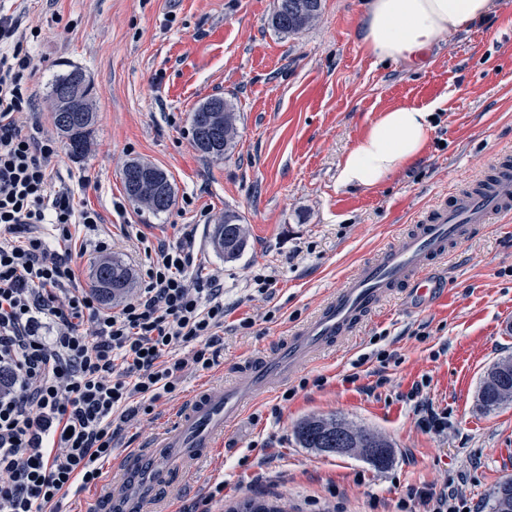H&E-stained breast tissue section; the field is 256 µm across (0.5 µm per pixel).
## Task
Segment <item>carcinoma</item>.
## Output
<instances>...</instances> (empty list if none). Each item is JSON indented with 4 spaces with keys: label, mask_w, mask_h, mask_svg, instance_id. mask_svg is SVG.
Returning a JSON list of instances; mask_svg holds the SVG:
<instances>
[{
    "label": "carcinoma",
    "mask_w": 512,
    "mask_h": 512,
    "mask_svg": "<svg viewBox=\"0 0 512 512\" xmlns=\"http://www.w3.org/2000/svg\"><path fill=\"white\" fill-rule=\"evenodd\" d=\"M321 0H277V8L271 18L272 27L282 34H296L313 24L320 16ZM85 72L75 67L56 78L51 84L49 98L52 105V118L55 126L66 139L69 152L80 157L85 155L91 145V135L96 124V112L93 107L91 84L83 89V101L79 112H65L58 102L65 98L78 79ZM222 106L224 136L216 149L209 151L199 145L197 131H192L195 149L205 158L221 160L236 146L238 128L234 104L224 97H211L198 106L192 115H197L212 103ZM169 198L167 204L154 203L153 194L145 192L141 196L129 195V198L154 214L167 211L174 201L172 184H166ZM248 228L243 224L242 216L234 209L227 208L224 215L214 225L212 240L224 253V260L237 259L247 244ZM132 273L121 261L114 258L101 260L94 269V288L101 301L109 304L124 296L131 287ZM478 402L486 411L495 410L512 403V359L494 364L484 376L478 391ZM351 433L352 437L342 444L344 448H365L373 465L383 469L392 462V444L378 432L365 426H356L345 417L312 416L301 420L296 428V438L303 448H312L318 452L324 448L336 447V436ZM491 512H512V479L500 482L490 494ZM229 512H287L285 505L276 502L258 501L245 498Z\"/></svg>",
    "instance_id": "1"
}]
</instances>
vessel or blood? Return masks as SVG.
I'll use <instances>...</instances> for the list:
<instances>
[{"mask_svg":"<svg viewBox=\"0 0 512 512\" xmlns=\"http://www.w3.org/2000/svg\"><path fill=\"white\" fill-rule=\"evenodd\" d=\"M511 210L512 164L506 162L480 189L430 209L413 231L361 264L284 344L257 357L235 382L200 391L180 409L176 426L164 431L150 450L133 451L123 462L119 479L97 497L96 512H145L150 496L168 478L160 460L186 466L214 447L225 426L243 411L248 395L283 382L299 355L319 353L349 335L395 289L411 287L422 296L436 292L434 262L446 259L476 228Z\"/></svg>","mask_w":512,"mask_h":512,"instance_id":"obj_1","label":"vessel or blood"}]
</instances>
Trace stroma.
Wrapping results in <instances>:
<instances>
[{
  "mask_svg": "<svg viewBox=\"0 0 512 512\" xmlns=\"http://www.w3.org/2000/svg\"><path fill=\"white\" fill-rule=\"evenodd\" d=\"M365 2L322 0L313 26L285 36L270 25L277 0H0V11H23L37 29L40 95L28 125L53 130L49 90L59 74L76 66L90 78V149L76 158L61 140L52 160L56 183L102 217L79 238L111 240L137 289L145 247L188 233L194 277L224 280L218 364L186 371L172 397L125 424L106 473L125 449L146 447L170 427L196 391L274 350L426 208L512 161V0L446 36L422 67L367 52ZM213 96L233 102L239 132L219 161L202 157L190 132L191 112ZM429 103L434 130L419 158L371 188L337 185L371 122ZM131 160L167 174L168 211L153 214L127 196L122 169ZM228 207L248 227L233 261L211 241ZM435 273L447 293L424 304L397 292L334 349L300 360L284 387L251 401L218 447L157 491L159 512H195L202 503L227 512L251 495L284 498L288 512H397L408 490L437 492L450 482L466 505L490 512L489 493L512 478V404L486 413L477 394L486 371L512 357V213L477 229ZM259 275L275 280L271 297L256 293ZM246 318L252 328L240 329ZM380 350L391 355L387 366L375 357ZM379 369L387 378L380 387ZM423 403L447 413L444 431L420 428ZM331 414L387 437L392 466L301 447L296 423Z\"/></svg>",
  "mask_w": 512,
  "mask_h": 512,
  "instance_id": "stroma-1",
  "label": "stroma"
}]
</instances>
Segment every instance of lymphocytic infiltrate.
Masks as SVG:
<instances>
[{
    "mask_svg": "<svg viewBox=\"0 0 512 512\" xmlns=\"http://www.w3.org/2000/svg\"><path fill=\"white\" fill-rule=\"evenodd\" d=\"M34 74L20 16L0 12V512H62L74 483L98 485L139 411L134 398L151 413L186 367L213 368L224 330L223 280L192 279L178 246L148 255L141 287L122 303L78 287L73 230L101 216L53 183L52 135L19 121ZM46 321L56 326L49 339ZM179 345L190 359L173 358Z\"/></svg>",
    "mask_w": 512,
    "mask_h": 512,
    "instance_id": "1",
    "label": "lymphocytic infiltrate"
}]
</instances>
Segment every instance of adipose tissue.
Segmentation results:
<instances>
[{
	"label": "adipose tissue",
	"mask_w": 512,
	"mask_h": 512,
	"mask_svg": "<svg viewBox=\"0 0 512 512\" xmlns=\"http://www.w3.org/2000/svg\"><path fill=\"white\" fill-rule=\"evenodd\" d=\"M496 0H367L361 38L382 60L424 64L447 35L492 14ZM431 108L399 107L373 121L342 163L337 184L372 187L417 158L433 130Z\"/></svg>",
	"instance_id": "adipose-tissue-1"
}]
</instances>
